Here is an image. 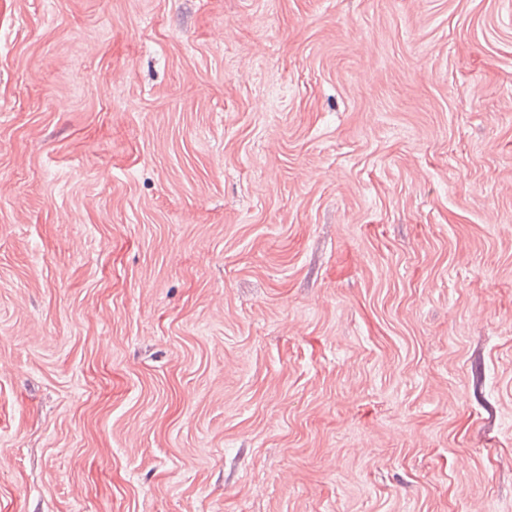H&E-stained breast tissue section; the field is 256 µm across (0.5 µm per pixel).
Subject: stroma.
I'll return each instance as SVG.
<instances>
[{
    "label": "stroma",
    "instance_id": "35a3bbf8",
    "mask_svg": "<svg viewBox=\"0 0 512 512\" xmlns=\"http://www.w3.org/2000/svg\"><path fill=\"white\" fill-rule=\"evenodd\" d=\"M0 512H512V0H0Z\"/></svg>",
    "mask_w": 512,
    "mask_h": 512
}]
</instances>
